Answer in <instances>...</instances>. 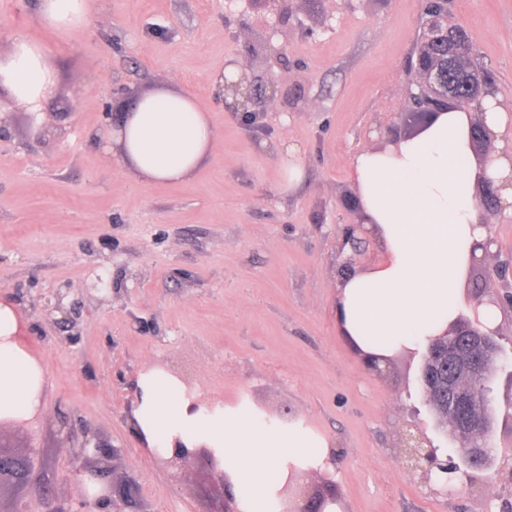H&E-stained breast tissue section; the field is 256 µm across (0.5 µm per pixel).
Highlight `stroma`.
Returning a JSON list of instances; mask_svg holds the SVG:
<instances>
[{
  "instance_id": "35a3bbf8",
  "label": "stroma",
  "mask_w": 512,
  "mask_h": 512,
  "mask_svg": "<svg viewBox=\"0 0 512 512\" xmlns=\"http://www.w3.org/2000/svg\"><path fill=\"white\" fill-rule=\"evenodd\" d=\"M39 5L0 0V56L27 37L55 76L39 114L0 97V297L46 367L41 411L0 428L14 453L39 448L40 477L72 497L59 417H78L121 449L152 512H211L220 490L203 464L157 463L126 422L139 377L155 372L328 440L329 468L303 483L333 486L346 512H501L503 491L407 470L409 426L440 455L455 448L418 386L421 353L377 375L333 318L340 266L378 257L370 237L342 243L351 159L380 144V128H419L407 64L427 0H295L283 19L252 0H89L87 26L72 32L43 25ZM448 20L512 114V0H450ZM233 60L261 95L249 127L211 81ZM160 90L191 93L217 128L210 157L180 184H147L107 161L109 129ZM284 139L300 144L304 167L285 197L267 149ZM490 399V445L506 463L507 371Z\"/></svg>"
}]
</instances>
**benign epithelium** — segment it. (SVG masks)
I'll list each match as a JSON object with an SVG mask.
<instances>
[{
  "mask_svg": "<svg viewBox=\"0 0 512 512\" xmlns=\"http://www.w3.org/2000/svg\"><path fill=\"white\" fill-rule=\"evenodd\" d=\"M425 41L415 65V86L410 99L424 120H429L439 110L438 102L448 100L458 108H467L488 92V78L474 68L471 58L474 50L469 42L453 45L448 52V69H469L471 83L479 94L447 93L440 79V69L427 60L429 46L438 37L442 26L448 25V11H428ZM224 96L234 97L230 107L247 111L250 94L242 83L224 86ZM470 138L472 147H482L484 157L492 155L494 136L486 128L484 113L470 114ZM503 184L486 177L481 182L479 197L482 206L495 214L502 211L500 193ZM499 330L485 329L479 320L462 316L448 335L431 342L422 355L418 371V383L438 424L457 443L456 451L472 465L473 470L485 469L492 449L488 448V434L493 418L485 387L489 386L493 373L506 367V356L499 343ZM69 468L66 479L80 488L75 500H62L54 489L34 476L38 450L30 449L29 456L21 458L7 449L0 434V489L6 486L28 485L31 497L16 503L12 512H150L145 506L140 486L128 472L118 470L116 459L120 449L113 447L93 434L85 424L67 430ZM402 454L409 470L429 482L438 473L448 472V464L439 458L438 449L416 428L405 430L402 437ZM202 459L208 475L227 491L221 495L216 512H233L234 494L229 491L224 467L214 451H202ZM94 479L100 485L97 494H90L86 481ZM278 495L282 512H322L325 498L307 497L297 482L284 483Z\"/></svg>",
  "mask_w": 512,
  "mask_h": 512,
  "instance_id": "7a95c632",
  "label": "benign epithelium"
}]
</instances>
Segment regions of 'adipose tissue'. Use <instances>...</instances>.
<instances>
[{
	"mask_svg": "<svg viewBox=\"0 0 512 512\" xmlns=\"http://www.w3.org/2000/svg\"><path fill=\"white\" fill-rule=\"evenodd\" d=\"M87 0H41L40 20L60 30L80 29ZM0 84L39 111L52 96L54 74L40 43L20 38L0 59ZM484 113L498 150L480 160L471 145L469 111L448 106L416 133L351 160L362 222L380 256L343 276L336 286V330L364 362L385 361L425 349L463 315L497 328L501 310L475 306L464 293L465 274L483 254L487 238L478 197L479 182H503L501 205L512 212V145L503 140L504 111L490 94L475 104ZM216 127L210 112L186 92L143 97L109 136L108 160L131 168L146 183L191 179L211 153ZM14 305L0 301V421L34 417L42 407L45 369L19 339ZM129 423L147 448L172 452L175 442L199 443L224 456V471L238 496V512H270L271 476L288 465L327 466L331 447L299 427L275 432L247 412L192 410L174 379L140 377ZM248 496H241L242 488Z\"/></svg>",
	"mask_w": 512,
	"mask_h": 512,
	"instance_id": "obj_1",
	"label": "adipose tissue"
}]
</instances>
